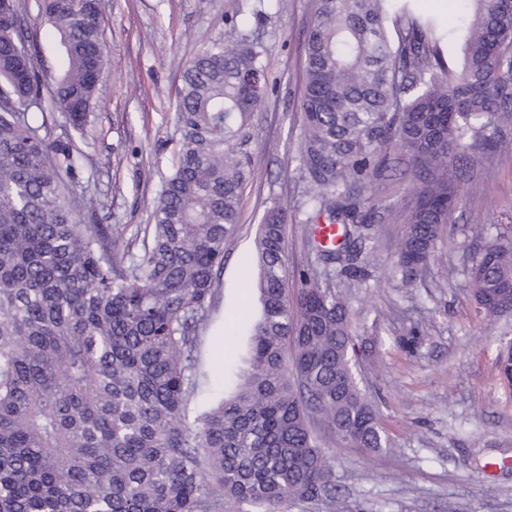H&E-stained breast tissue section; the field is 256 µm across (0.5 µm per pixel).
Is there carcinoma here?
<instances>
[{"mask_svg": "<svg viewBox=\"0 0 512 512\" xmlns=\"http://www.w3.org/2000/svg\"><path fill=\"white\" fill-rule=\"evenodd\" d=\"M450 29L417 0H314L306 40L298 161L305 223L340 224L318 248L334 266L360 254L391 168L416 180L398 242L403 280L424 268L452 218L460 166L512 128V0H466ZM66 55L56 75L17 48L20 0H0V512H285L333 484L325 439L369 450L392 441L361 393L347 305L317 275L290 270L288 217L258 227L260 317L230 395L190 419L200 331L220 291L224 243L240 223L269 86L247 32L214 39L182 70L175 163L153 223L81 224L97 198L76 190L100 95L104 0H38ZM248 0H224L236 23ZM464 37L461 67L441 43ZM48 91L50 108L43 105ZM77 137L52 140L48 112ZM40 114L41 121L32 119ZM300 282L288 293L289 279ZM492 316L512 307V238L470 270Z\"/></svg>", "mask_w": 512, "mask_h": 512, "instance_id": "obj_1", "label": "carcinoma"}]
</instances>
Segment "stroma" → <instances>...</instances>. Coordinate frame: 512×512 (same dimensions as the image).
Masks as SVG:
<instances>
[{"mask_svg":"<svg viewBox=\"0 0 512 512\" xmlns=\"http://www.w3.org/2000/svg\"><path fill=\"white\" fill-rule=\"evenodd\" d=\"M37 66L55 72L63 49L38 16L36 0H22ZM224 0H106L101 92L84 148L81 184L100 203L86 224L150 223L173 164L178 137L180 74L218 34H231ZM312 0H293L283 14L240 29L264 45L269 95L254 120L262 137L252 149L254 174L241 199V221L224 245L223 288L201 336L195 413L224 396L223 368L246 367L249 333L231 326L241 305L259 317L250 287L251 261L264 211L288 214L285 253L292 269H319L305 224L309 186L299 168L305 36ZM468 179L482 193H461L427 267L403 287L397 265L399 224H371L365 246L380 256L364 281L343 273L322 277L348 305L354 336L366 351L360 387L394 442L371 451L336 442V494L289 505L288 512H512V385L501 379L497 356L512 343V309L485 315L469 287V270L486 243L512 222V149L477 156ZM481 224L483 238L469 228ZM493 494H486V486Z\"/></svg>","mask_w":512,"mask_h":512,"instance_id":"obj_1","label":"stroma"}]
</instances>
